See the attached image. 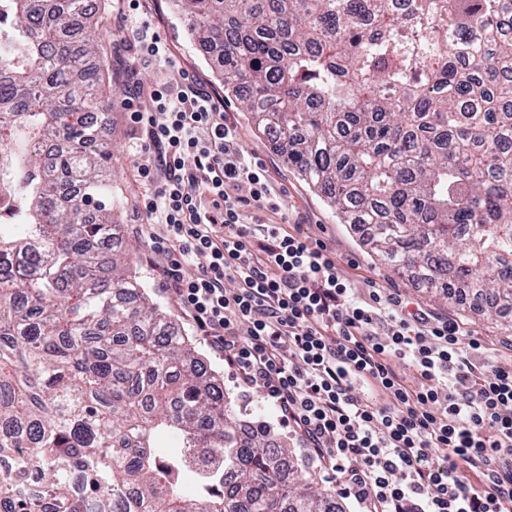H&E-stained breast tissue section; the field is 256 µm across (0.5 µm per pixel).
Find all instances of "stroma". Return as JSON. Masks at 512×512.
Instances as JSON below:
<instances>
[{"mask_svg":"<svg viewBox=\"0 0 512 512\" xmlns=\"http://www.w3.org/2000/svg\"><path fill=\"white\" fill-rule=\"evenodd\" d=\"M138 16L148 20L153 32L175 47L182 67L190 75L223 95L226 116L237 127L244 155L265 164L270 180L281 197L280 212H264L263 221L282 225L287 230L295 224L305 225L313 239L323 242L338 257L356 298L369 299L371 292L378 289H398L403 296L419 303L432 314L463 322L473 337L480 340L490 359L504 364L512 363L511 320L489 317L472 307L451 305L432 296L425 289L419 288L411 278L392 272L362 245L358 230L340 223L320 193L302 180L284 162L270 141L255 128L235 97L225 94L223 84L214 73L213 62L206 60L189 38L188 18L175 12L171 0H143ZM120 38V33L112 30L102 46V52L111 64L116 87L106 107L108 123L101 128V135L112 153L109 173L119 199L113 216L118 226L119 241L127 251L130 272L143 277L154 301L172 313L175 324L189 338L209 372L223 382L224 395L234 409L239 427L248 432L252 429L258 408L262 406L260 398L255 395L243 398L242 389L232 371L198 335L190 319L178 312L174 303L163 293L160 277L151 262L153 252L150 242L140 227L142 218L139 207L146 185L131 163L132 148L141 136V128L131 122L128 112L122 108L127 95L122 63L131 59L132 54L119 51Z\"/></svg>","mask_w":512,"mask_h":512,"instance_id":"1","label":"stroma"}]
</instances>
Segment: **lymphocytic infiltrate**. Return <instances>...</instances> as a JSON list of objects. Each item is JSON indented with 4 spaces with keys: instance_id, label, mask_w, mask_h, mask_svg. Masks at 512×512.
Wrapping results in <instances>:
<instances>
[{
    "instance_id": "lymphocytic-infiltrate-1",
    "label": "lymphocytic infiltrate",
    "mask_w": 512,
    "mask_h": 512,
    "mask_svg": "<svg viewBox=\"0 0 512 512\" xmlns=\"http://www.w3.org/2000/svg\"><path fill=\"white\" fill-rule=\"evenodd\" d=\"M139 8L128 0L115 27L133 52L123 108L146 126L132 155L165 294L356 512H512V366L483 360L463 323L398 294L354 298L335 256L303 230L256 226L247 207L280 208L264 168L244 156L223 99L180 67ZM155 62L165 78L142 83L140 65ZM174 247L192 275L167 263Z\"/></svg>"
}]
</instances>
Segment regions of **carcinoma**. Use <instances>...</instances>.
I'll use <instances>...</instances> for the list:
<instances>
[{"instance_id":"carcinoma-1","label":"carcinoma","mask_w":512,"mask_h":512,"mask_svg":"<svg viewBox=\"0 0 512 512\" xmlns=\"http://www.w3.org/2000/svg\"><path fill=\"white\" fill-rule=\"evenodd\" d=\"M283 160L448 302L512 313V0H173ZM0 0V512H346L112 249L107 29Z\"/></svg>"}]
</instances>
